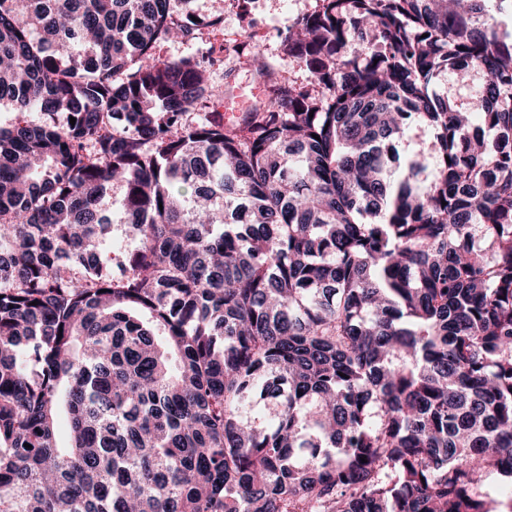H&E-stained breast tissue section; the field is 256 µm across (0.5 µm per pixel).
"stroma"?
<instances>
[{
	"instance_id": "35a3bbf8",
	"label": "stroma",
	"mask_w": 512,
	"mask_h": 512,
	"mask_svg": "<svg viewBox=\"0 0 512 512\" xmlns=\"http://www.w3.org/2000/svg\"><path fill=\"white\" fill-rule=\"evenodd\" d=\"M316 0H252L251 19L243 21L234 0H190V15L200 20L197 39H173L158 45L157 57L176 59L213 54L209 73L214 89L230 90L232 108L246 109L254 101L258 78L251 65L253 52H260L273 67L284 64L280 35L296 17L312 11ZM222 14L219 28L206 24L214 14Z\"/></svg>"
}]
</instances>
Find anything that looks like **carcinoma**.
I'll use <instances>...</instances> for the list:
<instances>
[{"label": "carcinoma", "mask_w": 512, "mask_h": 512, "mask_svg": "<svg viewBox=\"0 0 512 512\" xmlns=\"http://www.w3.org/2000/svg\"><path fill=\"white\" fill-rule=\"evenodd\" d=\"M454 2L318 0L226 123L190 0H0V512H494L512 36Z\"/></svg>", "instance_id": "obj_1"}]
</instances>
